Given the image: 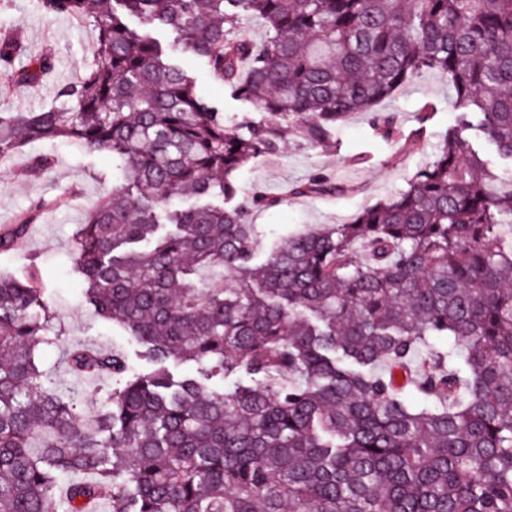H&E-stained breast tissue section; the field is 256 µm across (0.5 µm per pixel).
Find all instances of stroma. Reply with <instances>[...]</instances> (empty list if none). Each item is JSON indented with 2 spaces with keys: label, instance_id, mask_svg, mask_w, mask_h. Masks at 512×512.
Returning a JSON list of instances; mask_svg holds the SVG:
<instances>
[{
  "label": "stroma",
  "instance_id": "1",
  "mask_svg": "<svg viewBox=\"0 0 512 512\" xmlns=\"http://www.w3.org/2000/svg\"><path fill=\"white\" fill-rule=\"evenodd\" d=\"M22 28L30 51L52 48L55 70L41 83L0 93V110L37 111L48 105L62 82L84 71L94 34L66 17L49 18L37 12L31 0H10L0 8V30ZM182 63L198 89L226 119L259 121L250 104L232 97L224 83L211 76L203 61L186 57ZM433 101L438 111L426 143L408 142L398 160H391V146L379 137L366 113L352 114L328 145L289 140L275 154L260 158L238 177L241 192L261 187L282 197L280 206L255 210L249 220L256 227L260 251L281 238L315 229L322 224H343L359 210L388 198L406 187L416 170L428 163L449 125L448 84L429 73L403 88L398 96L382 103L405 128L416 125L415 114L424 102ZM48 154L51 168H32L31 159ZM328 172L357 191L334 199L319 196L287 197L288 188L309 176ZM114 179L112 158L90 153L67 140L37 142L22 147L0 162V228L13 224L21 213L38 210L25 249L0 250V275L18 276L35 268L44 283V300L56 315L58 337L42 345L39 357L45 387L70 399L78 413H101L112 393L113 382L105 376L76 377L68 370L67 352L78 345L124 352L133 370L147 369L137 342L111 321L97 317L87 304L74 269L75 233L85 214L101 199L111 196Z\"/></svg>",
  "mask_w": 512,
  "mask_h": 512
}]
</instances>
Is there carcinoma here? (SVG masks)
<instances>
[{"instance_id": "carcinoma-1", "label": "carcinoma", "mask_w": 512, "mask_h": 512, "mask_svg": "<svg viewBox=\"0 0 512 512\" xmlns=\"http://www.w3.org/2000/svg\"><path fill=\"white\" fill-rule=\"evenodd\" d=\"M34 3L90 27L93 59L40 111L0 112V160L60 139L112 155L117 184L80 225L75 267L154 368L69 352L72 371L119 382L99 416H78L43 388L42 283L0 276V512L105 498L112 512H512V0ZM132 19L171 29L262 119L228 121ZM55 64L20 31L0 38L3 88ZM425 73L455 96L432 159L351 222L284 237L255 264L249 214L278 199L235 202L236 175L290 137L329 142L355 112L398 144L378 105ZM347 191L317 173L291 194ZM437 340L448 348L415 360ZM169 361L234 384L176 380Z\"/></svg>"}]
</instances>
